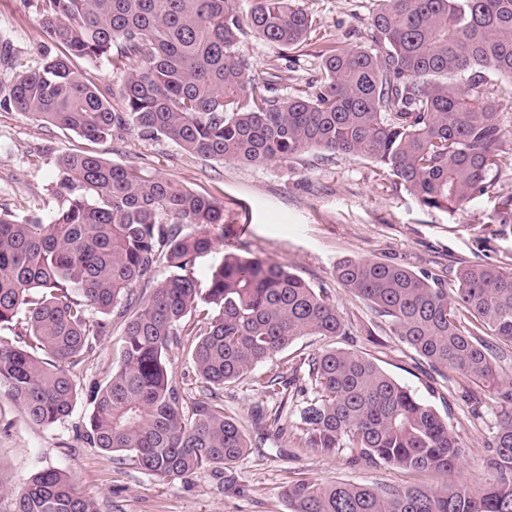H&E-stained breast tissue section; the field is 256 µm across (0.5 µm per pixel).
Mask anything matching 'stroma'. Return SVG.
Wrapping results in <instances>:
<instances>
[{
	"label": "stroma",
	"instance_id": "35a3bbf8",
	"mask_svg": "<svg viewBox=\"0 0 512 512\" xmlns=\"http://www.w3.org/2000/svg\"><path fill=\"white\" fill-rule=\"evenodd\" d=\"M300 3L317 23L316 33L301 47L285 51L250 34L239 45L254 69L286 61L279 84L283 96L297 82L318 77L321 36L365 44L375 7V0ZM46 40L36 0H0V45H8L20 63L36 66L37 48ZM491 92L502 106L505 161L492 174L490 191L455 216L423 207L362 158L306 154L262 166L204 161L163 136L143 139L128 133L90 141L11 107L0 108V212L50 221L58 207L51 191L56 163L79 151L211 197L223 205L224 221L209 227L214 246L191 268L200 284H207L225 254L235 253L273 259L311 286L327 289L349 322V335L299 337L283 358L296 363L327 347L362 353L446 414L469 446L479 449L502 404L501 390L512 384V359L502 361L495 389L449 369L432 371L384 319L340 285L335 270L348 258L374 259L428 270L450 282L465 265L512 261V223L500 222L505 202L512 200V84L494 82ZM113 343V337H103L74 368L75 405L53 425L30 422L0 394V487L6 490L0 512H12L14 493L31 474L48 468L69 472L99 512H289L281 492L298 479L372 487L437 483L428 474L351 462L345 449L327 456L300 448L276 425H256L255 410L278 408L250 375L225 385L223 392L226 411L236 415L251 442L248 454L220 478L209 470L175 479L150 475L132 458L113 459L88 439V390L111 370Z\"/></svg>",
	"mask_w": 512,
	"mask_h": 512
}]
</instances>
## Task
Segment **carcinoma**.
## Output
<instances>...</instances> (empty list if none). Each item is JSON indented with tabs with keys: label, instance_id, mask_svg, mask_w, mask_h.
Here are the masks:
<instances>
[{
	"label": "carcinoma",
	"instance_id": "obj_1",
	"mask_svg": "<svg viewBox=\"0 0 512 512\" xmlns=\"http://www.w3.org/2000/svg\"><path fill=\"white\" fill-rule=\"evenodd\" d=\"M48 42L4 102L88 139L164 136L206 160L285 163L299 155L361 157L420 204L456 215L489 192L504 161L494 80L512 81V0H376L369 45L321 37L320 80L277 94L279 66L253 73L239 44L251 32L285 50L316 31L299 0H38ZM106 59L126 71L109 98L76 67ZM52 221L0 213V391L31 422L51 425L77 398L71 370L124 320L112 373L89 390L94 447L131 456L161 479L222 471L248 452L216 392L301 336H345L328 292L285 266L226 254L208 287L188 266L214 245L224 207L166 179L89 153L60 158ZM194 231L187 232L185 228ZM164 264L172 273L156 280ZM336 279L436 371L498 382L512 345V263H474L453 286L427 271L346 259ZM187 349L198 393L170 365ZM271 397L302 398L298 446L347 448L373 465L455 472L473 449L429 402L373 360L331 348L255 379ZM485 442L492 481L374 488L300 481L291 512H512V390ZM13 512H97L58 469L34 473Z\"/></svg>",
	"mask_w": 512,
	"mask_h": 512
}]
</instances>
